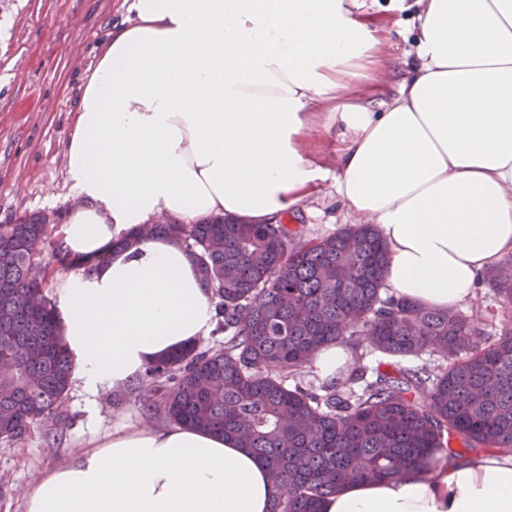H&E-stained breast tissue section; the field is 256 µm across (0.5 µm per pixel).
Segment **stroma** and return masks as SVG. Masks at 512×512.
<instances>
[{
    "instance_id": "obj_1",
    "label": "stroma",
    "mask_w": 512,
    "mask_h": 512,
    "mask_svg": "<svg viewBox=\"0 0 512 512\" xmlns=\"http://www.w3.org/2000/svg\"><path fill=\"white\" fill-rule=\"evenodd\" d=\"M133 0H0V224L29 215L64 225L74 203L65 149L74 104L113 25L130 19ZM368 10L393 20L391 66L402 71L417 34L415 0H365ZM351 219L335 197L301 216L300 239L340 231ZM474 318L486 338L512 323L506 304L487 280L456 307ZM161 380L141 375L126 389H103L88 399L70 386L59 417L35 427L24 442L0 439V512H24L35 477L63 464L94 438L131 425L164 424L147 409Z\"/></svg>"
}]
</instances>
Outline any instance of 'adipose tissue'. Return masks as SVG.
<instances>
[{
  "label": "adipose tissue",
  "instance_id": "ef3b65f1",
  "mask_svg": "<svg viewBox=\"0 0 512 512\" xmlns=\"http://www.w3.org/2000/svg\"><path fill=\"white\" fill-rule=\"evenodd\" d=\"M416 3L396 79L389 21L361 0H134L86 71L65 151L63 240L96 265L55 304L86 392L126 388L213 329L183 246H113L161 218L274 223L330 180L379 227L393 295L441 310L512 255V0ZM275 495L234 441L145 424L39 475L24 512H271ZM320 512H512V454L352 481Z\"/></svg>",
  "mask_w": 512,
  "mask_h": 512
}]
</instances>
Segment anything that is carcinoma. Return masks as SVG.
Returning <instances> with one entry per match:
<instances>
[{
	"mask_svg": "<svg viewBox=\"0 0 512 512\" xmlns=\"http://www.w3.org/2000/svg\"><path fill=\"white\" fill-rule=\"evenodd\" d=\"M46 233L41 216L0 224V359L18 367L0 389L8 442L54 414L71 382L72 357L45 292ZM148 234L195 257L224 334L219 349L191 345L150 365L172 387L148 408L250 449L277 490L272 512H320L321 500L352 480L425 477L456 457L512 453V328L489 343L451 309L382 295L389 252L376 225L300 243L280 221L214 216L136 228L115 245ZM52 256L62 267L96 264L60 243ZM489 280L511 304L512 260ZM343 342L383 361L372 372L357 360L330 383L304 382L316 353ZM424 355L444 365L381 370L388 359Z\"/></svg>",
	"mask_w": 512,
	"mask_h": 512,
	"instance_id": "obj_1",
	"label": "carcinoma"
}]
</instances>
